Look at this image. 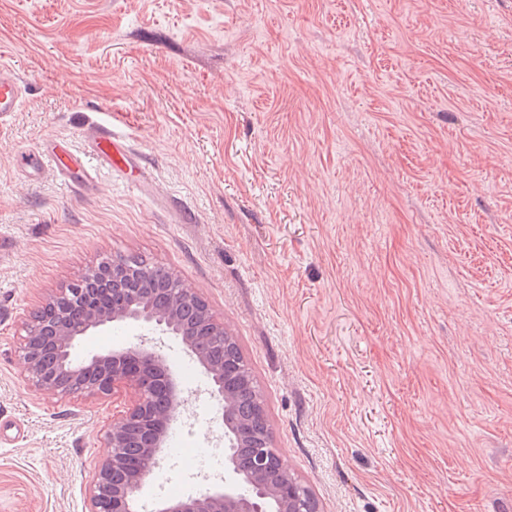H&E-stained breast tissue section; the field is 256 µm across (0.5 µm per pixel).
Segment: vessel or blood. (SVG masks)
<instances>
[{"label": "vessel or blood", "instance_id": "vessel-or-blood-1", "mask_svg": "<svg viewBox=\"0 0 512 512\" xmlns=\"http://www.w3.org/2000/svg\"><path fill=\"white\" fill-rule=\"evenodd\" d=\"M23 104L21 83L6 66H0V115L19 111ZM53 163L62 174L79 170L91 173L94 165H104L122 173L135 171L139 162L126 141L106 127L94 129L89 135V149L80 155L71 152L62 144L53 143L36 156L29 159L31 168L38 169L44 163Z\"/></svg>", "mask_w": 512, "mask_h": 512}]
</instances>
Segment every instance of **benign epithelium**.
Returning a JSON list of instances; mask_svg holds the SVG:
<instances>
[{
	"label": "benign epithelium",
	"instance_id": "benign-epithelium-1",
	"mask_svg": "<svg viewBox=\"0 0 512 512\" xmlns=\"http://www.w3.org/2000/svg\"><path fill=\"white\" fill-rule=\"evenodd\" d=\"M123 265L121 257L107 258L67 287L46 294L26 319L19 346L28 380L49 399L126 397L125 410L103 431L106 453L88 482V512H138L146 476L122 478L130 469V426L141 421L155 425L140 448L142 461L152 470L163 458L166 428L181 417L182 389L154 336L179 340L187 358L204 373L208 411L219 421L224 437V484L163 501L155 512H319L314 494L277 452L262 445L248 457L240 455L247 420L236 419L237 398L224 388V361L200 347L188 317L200 320L211 336L232 342L236 338L204 300L186 290L176 288L165 299H155L147 275L138 278V296L131 302H101L102 292H128L118 275ZM122 322L139 331L132 346L73 360L83 337Z\"/></svg>",
	"mask_w": 512,
	"mask_h": 512
}]
</instances>
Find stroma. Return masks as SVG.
I'll return each instance as SVG.
<instances>
[{"label": "stroma", "mask_w": 512, "mask_h": 512, "mask_svg": "<svg viewBox=\"0 0 512 512\" xmlns=\"http://www.w3.org/2000/svg\"><path fill=\"white\" fill-rule=\"evenodd\" d=\"M0 60V512L88 510L120 405L45 398L18 342L120 255L236 337L322 512H512V0H0ZM92 125L138 188L19 166ZM23 104L21 83L5 65L0 66V116L19 111Z\"/></svg>", "instance_id": "35a3bbf8"}]
</instances>
